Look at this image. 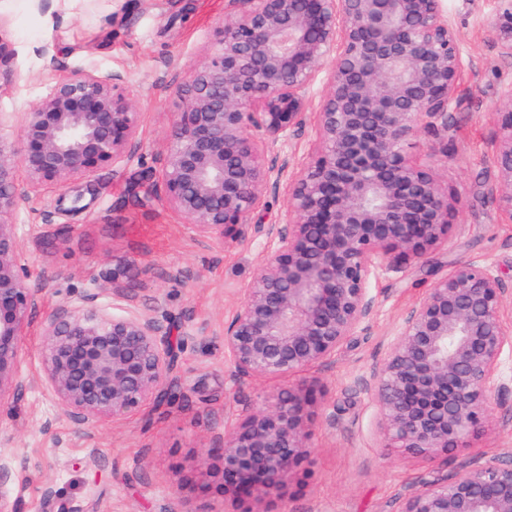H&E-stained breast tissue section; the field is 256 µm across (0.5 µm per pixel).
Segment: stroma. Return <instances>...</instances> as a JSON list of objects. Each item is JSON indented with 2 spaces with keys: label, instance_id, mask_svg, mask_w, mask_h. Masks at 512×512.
<instances>
[{
  "label": "stroma",
  "instance_id": "1",
  "mask_svg": "<svg viewBox=\"0 0 512 512\" xmlns=\"http://www.w3.org/2000/svg\"><path fill=\"white\" fill-rule=\"evenodd\" d=\"M502 0H444L470 65L448 114V131L422 130L409 156L433 166L459 199L461 228L426 262L381 271L371 283L373 312L326 363L310 370L326 391L315 415L307 471L284 512H394L426 479L457 478L481 456L512 454V395L490 404L483 435L430 457L389 448L367 390L385 362L405 313L422 302L456 262L480 258L512 289V224L502 223L496 192L493 115L512 84L494 21ZM227 0H89L68 15L55 0H11L0 11V37L15 52L0 80V109L13 113L0 137L22 147L21 120L48 84L77 69L121 78L139 114L141 145L122 163L102 165L94 182L44 183L20 196L12 220L21 262L40 305L18 363L22 389L0 407V459L16 472L5 493L17 512H172L170 480L199 512H220L221 498L194 493L213 439L264 407L282 379H239L224 357V323L243 301L269 243L207 241L151 190L169 144L176 88L208 56ZM97 293L108 313L139 310L171 326L175 382L161 401L117 423L69 420L43 374L44 328L61 306Z\"/></svg>",
  "mask_w": 512,
  "mask_h": 512
}]
</instances>
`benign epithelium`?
<instances>
[{"instance_id": "obj_1", "label": "benign epithelium", "mask_w": 512, "mask_h": 512, "mask_svg": "<svg viewBox=\"0 0 512 512\" xmlns=\"http://www.w3.org/2000/svg\"><path fill=\"white\" fill-rule=\"evenodd\" d=\"M499 16L512 58V0ZM230 16L207 59L177 87L182 106L155 171L157 195L207 240L243 241L263 196L279 189L288 158L261 156L306 126L312 88L336 60L316 112L313 158L288 179L289 208L257 224L271 248L224 323V354L238 377H286L327 360L373 309L371 280L424 262L459 224L434 169L406 147L421 128L448 131L465 68L462 36L442 0H228ZM119 78L77 70L29 112L18 152L0 137V218L13 213L18 172L90 182L98 167L140 147V123ZM494 113L496 189L512 224V84ZM14 225L0 221V407L22 388L17 367L38 294L20 263ZM493 266L472 259L440 278L403 317L367 389L387 447L421 456L459 447L488 422L495 378L512 350V310ZM88 293L45 329V378L80 425L119 422L162 396L174 367L171 327L129 311L108 314ZM323 390L290 382L270 405L217 437L200 465L202 495L217 486L224 512H267L308 456ZM395 512H512V459H478L463 476L424 481Z\"/></svg>"}]
</instances>
